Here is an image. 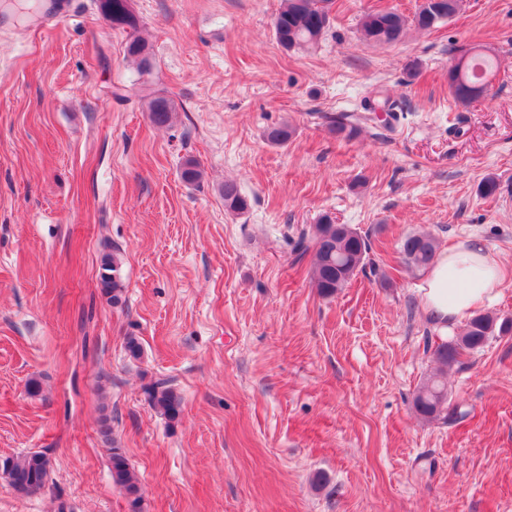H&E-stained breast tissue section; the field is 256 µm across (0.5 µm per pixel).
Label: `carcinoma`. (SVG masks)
Segmentation results:
<instances>
[{"instance_id": "carcinoma-1", "label": "carcinoma", "mask_w": 512, "mask_h": 512, "mask_svg": "<svg viewBox=\"0 0 512 512\" xmlns=\"http://www.w3.org/2000/svg\"><path fill=\"white\" fill-rule=\"evenodd\" d=\"M463 0H422L413 17L408 19L392 9H378L362 16L359 22L360 39L374 45L401 42L410 26L428 31L453 17ZM334 0H282V7L273 22V33L285 50L312 49L318 45L333 20ZM101 14L116 29L130 30L127 57L136 65L140 76L152 75L154 61L148 42L137 34L138 19L127 7L126 0H99ZM458 64L448 70V89L454 100L468 105L478 99L490 86L497 69L495 55L490 49L475 45L457 49ZM141 100L149 112L150 121L159 127L173 122L177 112L172 98L142 82ZM329 130L339 137L352 139L359 133L357 124L346 114L327 117ZM227 211L243 214L249 203L233 181L224 182L221 189ZM372 250L370 236L348 224H337L324 217L315 225L313 234L302 232L296 242V261L310 259L311 282L318 293L331 297L350 284L357 272L363 270ZM400 252L412 269L431 265L436 253L435 238L428 234L407 235ZM121 259L118 251L103 255L98 273L101 294L114 306L123 303L125 286L120 276ZM512 332V319L498 320L480 314L466 325L455 341L438 345L433 352L439 373L428 380L414 398V408L428 420L448 419V391L442 381L445 368L458 362L464 351L475 352L484 347L495 332ZM148 404L168 421L175 422L182 412L180 396L170 381L160 379L144 389ZM109 465L113 484L125 494L128 512H143V493L139 479L118 444H112ZM51 472V460L43 451L8 457L0 461V478L17 492L30 494L46 487Z\"/></svg>"}]
</instances>
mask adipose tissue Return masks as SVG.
I'll return each instance as SVG.
<instances>
[{
    "mask_svg": "<svg viewBox=\"0 0 512 512\" xmlns=\"http://www.w3.org/2000/svg\"><path fill=\"white\" fill-rule=\"evenodd\" d=\"M509 281L512 266L498 260L480 241L460 240L444 248L425 271L419 302L429 323L444 336L496 300Z\"/></svg>",
    "mask_w": 512,
    "mask_h": 512,
    "instance_id": "obj_1",
    "label": "adipose tissue"
}]
</instances>
